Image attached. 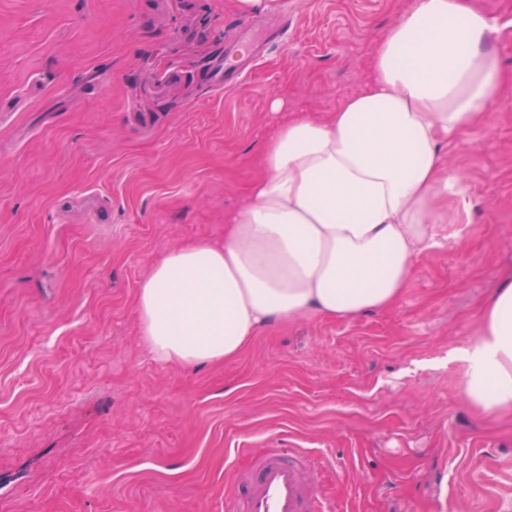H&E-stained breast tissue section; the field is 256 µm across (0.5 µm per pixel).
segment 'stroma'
Segmentation results:
<instances>
[{
	"label": "stroma",
	"mask_w": 512,
	"mask_h": 512,
	"mask_svg": "<svg viewBox=\"0 0 512 512\" xmlns=\"http://www.w3.org/2000/svg\"><path fill=\"white\" fill-rule=\"evenodd\" d=\"M409 3L0 0V512H224L231 462L292 448L342 512H512V415L437 364L512 272V83L442 148L467 234L390 310L276 324L193 368L151 361L139 330L152 261L223 238L266 139L357 93ZM474 3L512 76V0ZM241 27L264 56L207 90Z\"/></svg>",
	"instance_id": "stroma-1"
}]
</instances>
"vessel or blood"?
I'll return each mask as SVG.
<instances>
[{"label": "vessel or blood", "mask_w": 512, "mask_h": 512, "mask_svg": "<svg viewBox=\"0 0 512 512\" xmlns=\"http://www.w3.org/2000/svg\"><path fill=\"white\" fill-rule=\"evenodd\" d=\"M255 52L252 42L238 39L207 64L206 81L214 89L238 84L244 64ZM309 453L295 448L257 458L246 471L232 469L225 487L234 512H335L316 492L308 470Z\"/></svg>", "instance_id": "vessel-or-blood-1"}]
</instances>
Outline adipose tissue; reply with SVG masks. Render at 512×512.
Instances as JSON below:
<instances>
[{"label": "adipose tissue", "mask_w": 512, "mask_h": 512, "mask_svg": "<svg viewBox=\"0 0 512 512\" xmlns=\"http://www.w3.org/2000/svg\"><path fill=\"white\" fill-rule=\"evenodd\" d=\"M498 27L473 0H413L375 46L372 76L321 119L264 144L263 173L224 238L154 260L136 299L148 356L185 367L238 358L268 325L391 308L416 262L457 237L464 189L441 148L487 118L507 80ZM461 393L512 412V276L482 304Z\"/></svg>", "instance_id": "adipose-tissue-1"}]
</instances>
